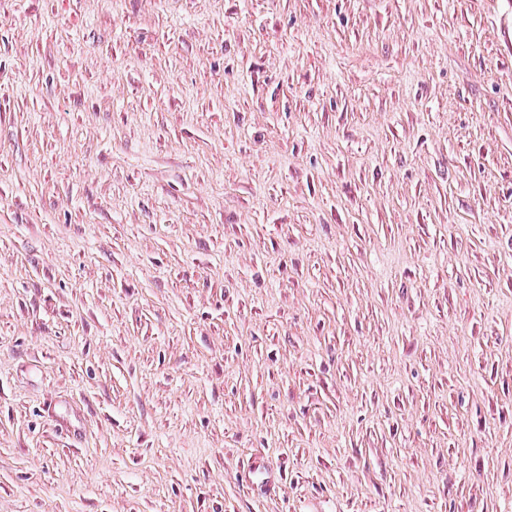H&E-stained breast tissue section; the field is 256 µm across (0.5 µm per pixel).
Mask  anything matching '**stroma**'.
Returning a JSON list of instances; mask_svg holds the SVG:
<instances>
[{
  "mask_svg": "<svg viewBox=\"0 0 512 512\" xmlns=\"http://www.w3.org/2000/svg\"><path fill=\"white\" fill-rule=\"evenodd\" d=\"M0 512H512V0H0Z\"/></svg>",
  "mask_w": 512,
  "mask_h": 512,
  "instance_id": "1",
  "label": "stroma"
}]
</instances>
